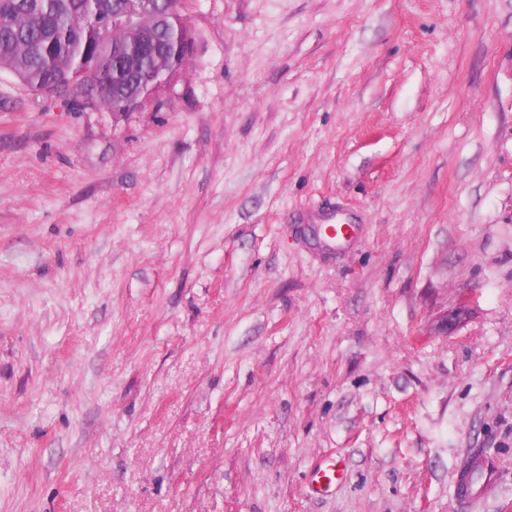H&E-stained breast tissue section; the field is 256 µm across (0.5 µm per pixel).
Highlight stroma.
<instances>
[{
    "instance_id": "obj_1",
    "label": "stroma",
    "mask_w": 512,
    "mask_h": 512,
    "mask_svg": "<svg viewBox=\"0 0 512 512\" xmlns=\"http://www.w3.org/2000/svg\"><path fill=\"white\" fill-rule=\"evenodd\" d=\"M178 10L120 119L0 69V512H504L512 0Z\"/></svg>"
}]
</instances>
